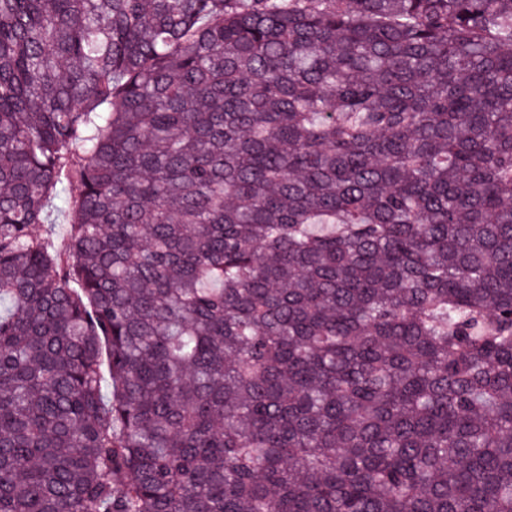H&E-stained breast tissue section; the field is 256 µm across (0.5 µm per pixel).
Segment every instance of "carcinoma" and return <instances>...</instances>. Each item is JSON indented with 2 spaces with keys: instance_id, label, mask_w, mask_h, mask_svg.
<instances>
[{
  "instance_id": "1",
  "label": "carcinoma",
  "mask_w": 512,
  "mask_h": 512,
  "mask_svg": "<svg viewBox=\"0 0 512 512\" xmlns=\"http://www.w3.org/2000/svg\"><path fill=\"white\" fill-rule=\"evenodd\" d=\"M0 512H512V0H0Z\"/></svg>"
}]
</instances>
